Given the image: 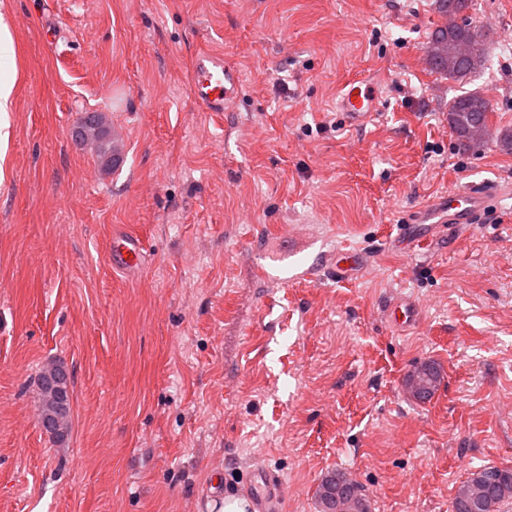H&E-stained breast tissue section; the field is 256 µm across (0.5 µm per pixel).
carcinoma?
Masks as SVG:
<instances>
[{
  "label": "carcinoma",
  "mask_w": 512,
  "mask_h": 512,
  "mask_svg": "<svg viewBox=\"0 0 512 512\" xmlns=\"http://www.w3.org/2000/svg\"><path fill=\"white\" fill-rule=\"evenodd\" d=\"M434 10L441 16L456 14L459 23L448 29L442 25L431 31L430 48L434 50L433 68L448 79L463 83L487 67L484 43L477 44L476 53L468 59L457 55V47L472 41L477 34L489 37V28L469 15L472 0H435ZM490 101L478 92H464L448 104V124L456 143L463 151H473L492 137L489 124ZM85 134L99 142V160L112 162V146L107 131L94 113L85 116ZM408 383L419 387L417 398L430 399L439 385L434 367L422 365L409 375ZM70 375L64 363L55 361L40 371L37 379L40 425L55 443L67 436L70 421ZM321 512H336V499L362 500L359 485L338 471L326 476L316 491ZM512 500V470L486 467L471 473L458 488L452 501V512H500L501 506Z\"/></svg>",
  "instance_id": "obj_1"
}]
</instances>
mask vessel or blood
<instances>
[{
	"instance_id": "obj_1",
	"label": "vessel or blood",
	"mask_w": 512,
	"mask_h": 512,
	"mask_svg": "<svg viewBox=\"0 0 512 512\" xmlns=\"http://www.w3.org/2000/svg\"><path fill=\"white\" fill-rule=\"evenodd\" d=\"M238 74L227 58L210 49H201L193 64L192 95L195 101L210 112L227 111L236 98ZM379 93L363 79L348 82L341 95V110L354 124L365 123L377 109ZM492 201L491 191L467 187L444 195L421 208L401 231L409 241L430 240L440 235L446 225L456 230L467 229L478 223L481 214ZM110 259L123 268L137 267L141 261L138 238L122 233L114 234ZM365 254L343 252L330 259L327 267L339 281L355 278L366 265ZM417 320V306L408 300L394 301L390 306L389 323L397 331L408 330ZM255 505L256 512H278L283 490L280 477L265 468L251 470L243 487Z\"/></svg>"
}]
</instances>
